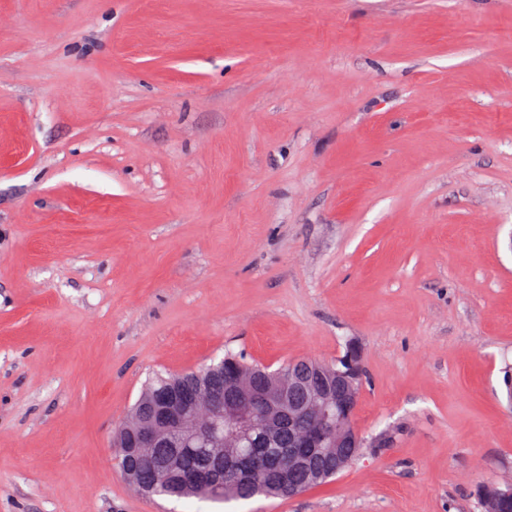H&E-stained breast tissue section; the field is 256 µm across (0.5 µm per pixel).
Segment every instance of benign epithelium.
I'll use <instances>...</instances> for the list:
<instances>
[{
  "label": "benign epithelium",
  "instance_id": "benign-epithelium-1",
  "mask_svg": "<svg viewBox=\"0 0 512 512\" xmlns=\"http://www.w3.org/2000/svg\"><path fill=\"white\" fill-rule=\"evenodd\" d=\"M360 387V364L353 355L334 365L306 359L286 375L269 373L260 386L251 373L240 372L224 383L222 393L210 386L188 391L176 385L143 405L148 415L133 420V447L138 452L209 448L212 465L189 479L216 486L228 473L229 462L235 463V475L252 474V453L242 451V444L253 428L277 439L302 417L309 422L308 430L300 435L288 432V453L277 465L280 483L293 495L300 476L310 480L323 476L318 460L332 461L339 474L359 457V449L385 448L390 443L388 433L368 440L357 430L353 408ZM511 496L497 488L485 489V512H498L497 502Z\"/></svg>",
  "mask_w": 512,
  "mask_h": 512
}]
</instances>
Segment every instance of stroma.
<instances>
[{"instance_id": "obj_1", "label": "stroma", "mask_w": 512, "mask_h": 512, "mask_svg": "<svg viewBox=\"0 0 512 512\" xmlns=\"http://www.w3.org/2000/svg\"><path fill=\"white\" fill-rule=\"evenodd\" d=\"M360 354L391 447L153 501L148 376ZM512 0H0V512H483L512 487ZM135 464L144 480L150 482L158 467V457L154 453L141 455L136 458ZM121 472L128 484L141 485L140 475L128 462L121 468ZM272 470L264 464L259 468L253 482L239 483L226 479L218 492L208 487L192 486L177 477L158 481L145 489L139 487L136 491L148 496H157L173 500L197 499L211 502H229L233 500H249L256 496L273 499L289 498L288 493L272 488Z\"/></svg>"}]
</instances>
